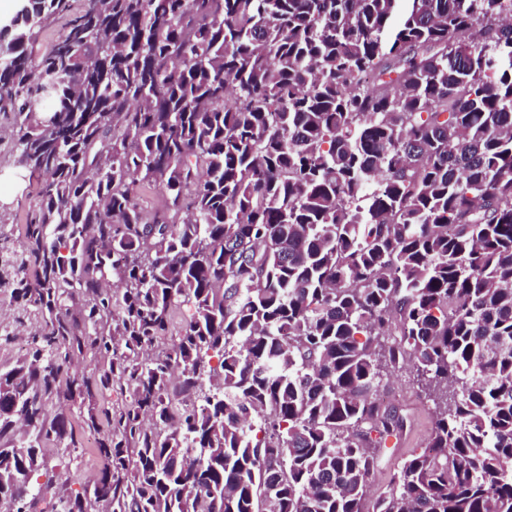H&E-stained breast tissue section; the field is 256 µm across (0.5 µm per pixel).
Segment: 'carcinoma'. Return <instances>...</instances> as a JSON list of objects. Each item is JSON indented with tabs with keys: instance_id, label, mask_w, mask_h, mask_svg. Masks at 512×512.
Here are the masks:
<instances>
[{
	"instance_id": "cac0c4a2",
	"label": "carcinoma",
	"mask_w": 512,
	"mask_h": 512,
	"mask_svg": "<svg viewBox=\"0 0 512 512\" xmlns=\"http://www.w3.org/2000/svg\"><path fill=\"white\" fill-rule=\"evenodd\" d=\"M69 2L0 45L40 179L0 246L38 323L0 369V496L33 512L66 402L93 424L119 383L66 512H512V0H87L34 56ZM400 364L433 425L374 498ZM86 3L87 2L85 0L70 1V11L66 15L57 17L55 20L50 21L43 27L38 34L34 47V51L37 56L44 54L53 44L56 43L63 31L66 21L70 17L79 14L84 9Z\"/></svg>"
}]
</instances>
